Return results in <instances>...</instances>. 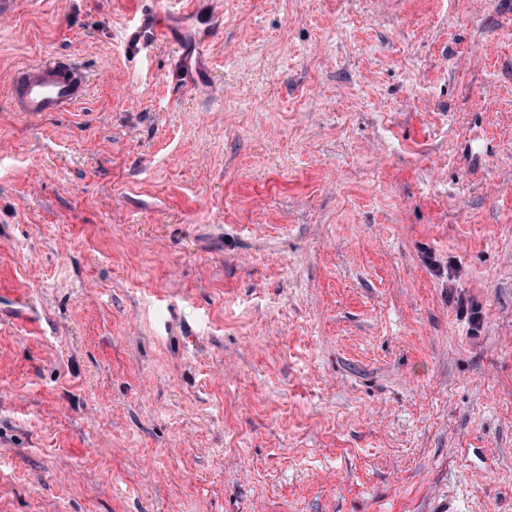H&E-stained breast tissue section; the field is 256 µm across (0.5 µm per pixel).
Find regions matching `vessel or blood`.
<instances>
[{"label":"vessel or blood","mask_w":512,"mask_h":512,"mask_svg":"<svg viewBox=\"0 0 512 512\" xmlns=\"http://www.w3.org/2000/svg\"><path fill=\"white\" fill-rule=\"evenodd\" d=\"M223 19L220 11L202 16L189 0H177L164 16L143 13L124 28L122 48L126 58H148L161 42L171 43L181 65L200 56L209 32ZM87 78L77 67L63 62H45L22 67L12 82L11 109L37 116L66 112L83 102Z\"/></svg>","instance_id":"b4317fda"}]
</instances>
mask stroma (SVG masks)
<instances>
[{"instance_id": "35a3bbf8", "label": "stroma", "mask_w": 512, "mask_h": 512, "mask_svg": "<svg viewBox=\"0 0 512 512\" xmlns=\"http://www.w3.org/2000/svg\"><path fill=\"white\" fill-rule=\"evenodd\" d=\"M216 2L0 12V512H512V0ZM173 4L176 6H170L163 17L142 13L125 26L122 48L126 58L146 59L159 43L168 41L175 47L182 67L192 72L190 60L193 56L198 60L207 46L208 33L221 26L223 13L213 8L209 16H202L189 2L177 0ZM174 23L181 26V37L174 35ZM87 77L77 67L63 62H45L22 67L12 82L11 109L37 116L66 112L84 101Z\"/></svg>"}]
</instances>
